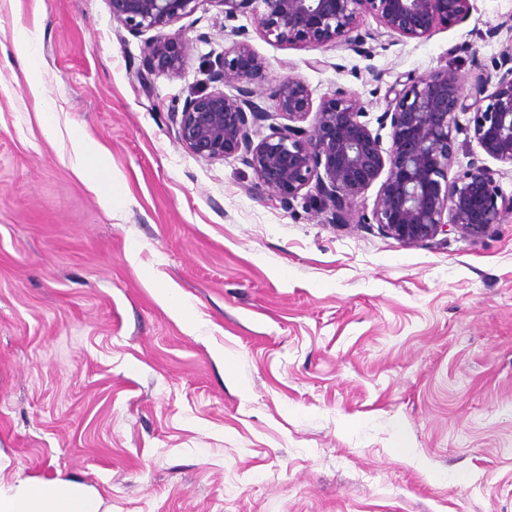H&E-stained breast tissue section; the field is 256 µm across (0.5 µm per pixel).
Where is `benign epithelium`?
<instances>
[{"label": "benign epithelium", "mask_w": 512, "mask_h": 512, "mask_svg": "<svg viewBox=\"0 0 512 512\" xmlns=\"http://www.w3.org/2000/svg\"><path fill=\"white\" fill-rule=\"evenodd\" d=\"M203 0H110L112 17L144 41L147 72L141 80L177 69L187 45L163 33L192 14ZM257 17L266 37L281 44L321 48L359 29L368 18L409 39H424L438 25L469 12V0H261ZM495 83L481 77L464 91L456 73L433 71L395 92L379 119L390 123L391 147L382 150L356 99L336 96L313 108L308 86L290 78L278 85L275 111L254 99L261 59L236 42L211 64L207 83L173 112L177 138L207 160L237 158L278 198H295L314 185L334 224L350 202L382 172L373 219L387 236L415 245L440 234L483 237L512 214V195L493 172L474 167L448 179L458 114H472L466 131L491 158L512 165V54L502 58ZM231 85L236 94L224 93ZM290 124H278V117ZM312 119L309 127L301 123ZM268 127L259 143L253 134Z\"/></svg>", "instance_id": "7a95c632"}]
</instances>
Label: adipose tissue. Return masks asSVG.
<instances>
[{"label": "adipose tissue", "mask_w": 512, "mask_h": 512, "mask_svg": "<svg viewBox=\"0 0 512 512\" xmlns=\"http://www.w3.org/2000/svg\"><path fill=\"white\" fill-rule=\"evenodd\" d=\"M102 505L97 491L68 479L0 484V512H102Z\"/></svg>", "instance_id": "ef3b65f1"}]
</instances>
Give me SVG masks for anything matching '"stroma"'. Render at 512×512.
<instances>
[{"label": "stroma", "mask_w": 512, "mask_h": 512, "mask_svg": "<svg viewBox=\"0 0 512 512\" xmlns=\"http://www.w3.org/2000/svg\"><path fill=\"white\" fill-rule=\"evenodd\" d=\"M261 11L202 0L148 94L143 39L109 0H0V482L62 474L112 512H512V214L406 245L373 221L380 182L330 224L314 187L269 196L172 121L239 27L261 104L290 77L317 104L352 96L390 148L394 90L496 76L512 0H470L422 40L371 19L362 46L318 49L268 40ZM36 23L45 128L19 55ZM459 123L450 174L483 165L511 194L512 166ZM79 135L108 150L89 183L68 163Z\"/></svg>", "instance_id": "35a3bbf8"}]
</instances>
